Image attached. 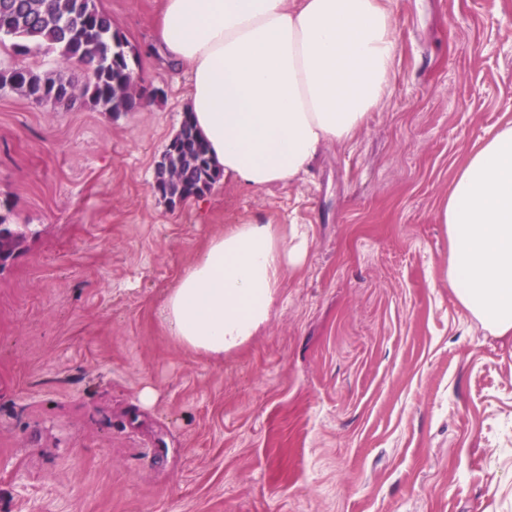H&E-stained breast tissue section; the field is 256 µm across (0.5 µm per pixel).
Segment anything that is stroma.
Returning <instances> with one entry per match:
<instances>
[{"instance_id": "1", "label": "stroma", "mask_w": 512, "mask_h": 512, "mask_svg": "<svg viewBox=\"0 0 512 512\" xmlns=\"http://www.w3.org/2000/svg\"><path fill=\"white\" fill-rule=\"evenodd\" d=\"M384 4L389 94L291 184L222 179L174 207L153 191L188 80L153 47L161 0H96L160 91L150 109L0 89V219L25 234L0 267V512H512V335L455 300L438 219L512 120V0ZM14 42L0 69L82 84ZM252 216L305 225L307 261L257 336L192 353L162 297Z\"/></svg>"}]
</instances>
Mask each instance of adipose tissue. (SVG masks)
Masks as SVG:
<instances>
[{"mask_svg": "<svg viewBox=\"0 0 512 512\" xmlns=\"http://www.w3.org/2000/svg\"><path fill=\"white\" fill-rule=\"evenodd\" d=\"M156 43L189 73L185 110L213 163L254 191L296 181L323 147L352 140L388 93L397 54L382 0H163ZM440 221L455 299L511 336L512 123L465 157ZM307 251L299 224L226 225L165 292L170 336L207 355L239 347Z\"/></svg>", "mask_w": 512, "mask_h": 512, "instance_id": "ef3b65f1", "label": "adipose tissue"}]
</instances>
